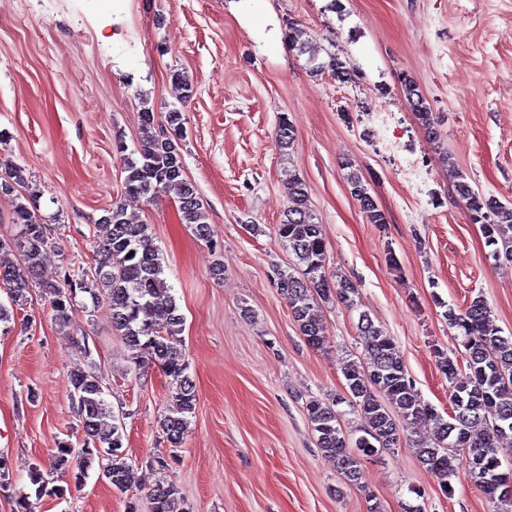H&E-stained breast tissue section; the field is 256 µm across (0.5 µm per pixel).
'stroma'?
Masks as SVG:
<instances>
[{"label":"stroma","instance_id":"35a3bbf8","mask_svg":"<svg viewBox=\"0 0 512 512\" xmlns=\"http://www.w3.org/2000/svg\"><path fill=\"white\" fill-rule=\"evenodd\" d=\"M296 40L317 47L325 69ZM175 70L191 80L190 99L172 83ZM404 76L426 98L439 143L411 111ZM146 107L160 123L170 110L185 114L184 167L212 242L180 222L173 197L122 194L116 146L135 148ZM283 115L296 131L288 155L275 147ZM0 131V171L23 166L50 219L44 279L89 267L113 202L147 225L185 318L197 392L183 444L169 449L160 418L170 380L151 359L131 362L107 304L79 297L62 328L32 289L0 322V458L13 482L28 488V465L49 470L59 443L79 437L70 375L90 362L133 471L124 493L96 466L80 486L54 474L66 497H31V512H126L130 501L150 512L161 482L177 489L172 512H490L466 471L440 485L406 445L364 460L358 483L346 482L304 404L345 396L362 311L396 339L422 399L443 417L448 381L435 354H464L447 307L483 295L512 336V263L490 256L454 188L460 173L512 202V0H0ZM348 162L384 225L367 223L352 197ZM295 178L322 226L328 274L358 286L353 306L320 301L318 348L275 281L297 270L275 232ZM160 455L170 459L163 470L151 465Z\"/></svg>","mask_w":512,"mask_h":512}]
</instances>
